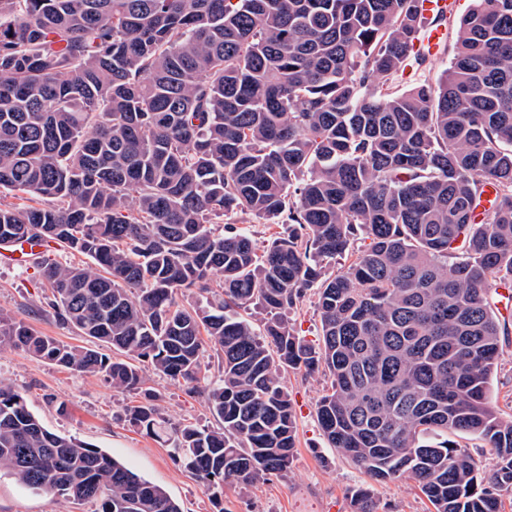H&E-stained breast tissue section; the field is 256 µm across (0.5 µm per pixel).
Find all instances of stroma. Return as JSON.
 Returning a JSON list of instances; mask_svg holds the SVG:
<instances>
[{
  "mask_svg": "<svg viewBox=\"0 0 512 512\" xmlns=\"http://www.w3.org/2000/svg\"><path fill=\"white\" fill-rule=\"evenodd\" d=\"M472 0H456L446 18L447 40L438 56L424 65H410L394 81L403 92L421 81L437 82L453 57L460 18ZM48 291L33 262H0V318L21 322L34 331L76 346L86 337L59 325L46 304ZM314 293H307L288 312V324L301 341L315 345L321 339ZM497 309L508 317V336L502 337L491 398L502 419H512V301L501 300ZM146 385L169 422L215 427L216 417L201 396L181 385L146 371ZM0 382L19 390L29 410L52 432L90 443L108 452L141 477L162 487L182 512H353L351 491L366 488L376 512H431L432 506L414 481L378 482L352 461L330 448L320 430L317 403L331 380L323 373L283 374L291 398L296 426L294 459L286 475L254 485L232 482L223 498L210 496L196 478L176 463L169 448L124 420L127 406L138 395L112 388L103 379L63 370L23 351L0 347ZM66 412H59L58 402ZM0 512H93L92 505L67 502L46 493H34L9 473L0 471Z\"/></svg>",
  "mask_w": 512,
  "mask_h": 512,
  "instance_id": "35a3bbf8",
  "label": "stroma"
}]
</instances>
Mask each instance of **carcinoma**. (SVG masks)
<instances>
[{
  "label": "carcinoma",
  "mask_w": 512,
  "mask_h": 512,
  "mask_svg": "<svg viewBox=\"0 0 512 512\" xmlns=\"http://www.w3.org/2000/svg\"><path fill=\"white\" fill-rule=\"evenodd\" d=\"M418 2L0 0V189L53 200L0 206V241L92 260L38 265L52 316L99 347L23 323L0 328V346L143 395L126 420L216 498L288 472L281 374L323 370L330 447L376 481L413 479L434 512H501L512 420L490 396V290L512 285V0H476L443 77L392 92L407 61H426ZM489 184L495 205L475 223ZM243 213L288 232L260 251L213 227ZM360 236L368 247L327 273ZM312 289L316 346L278 318ZM144 364L204 396L220 426L169 425ZM461 434L489 445L491 474ZM2 469L97 512H182L0 382ZM351 501L375 512L362 488Z\"/></svg>",
  "instance_id": "obj_1"
}]
</instances>
